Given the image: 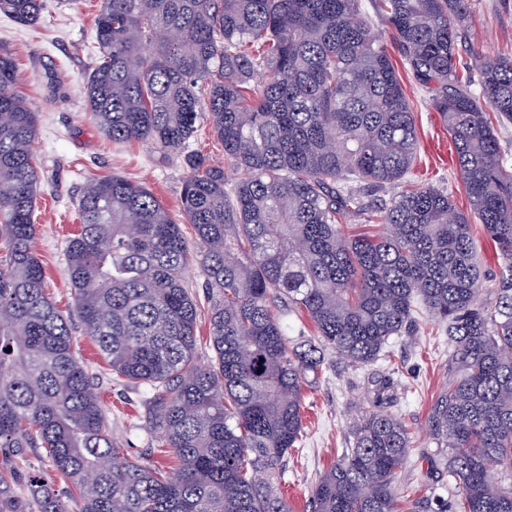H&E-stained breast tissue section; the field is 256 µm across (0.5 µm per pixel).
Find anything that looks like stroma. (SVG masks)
I'll return each instance as SVG.
<instances>
[{
    "mask_svg": "<svg viewBox=\"0 0 512 512\" xmlns=\"http://www.w3.org/2000/svg\"><path fill=\"white\" fill-rule=\"evenodd\" d=\"M45 2L42 18L34 27L0 14V47L14 58L20 89L38 116L35 148L41 185L34 250L45 267L49 293L71 319L78 358L101 370L104 361L73 315L66 275V245L79 225L77 203L82 188L95 176H123L145 185L173 219L181 221L180 196L188 171L180 152L164 154L143 143H112L91 119L84 86L96 65L94 17L100 0ZM473 4L470 41L488 56L511 51L512 0H473ZM402 79L419 138L410 182L443 190L458 209L467 210L448 131L410 73H403ZM451 350L442 326L425 318L416 333L392 339L386 355L369 366L353 367L334 353H326L318 378L304 390L303 436L283 458L272 480L274 493L289 512H309L311 490L319 475L351 447L352 427L375 399L370 381L374 374L394 378L397 401L392 412L414 441V449L395 479L397 488L407 494L398 503L400 512H414L417 500L432 505L440 499H453L457 489L448 483V451L436 446L425 425L430 405L448 385ZM99 392L112 437L129 459L175 467L174 458L154 446L148 428L147 387L115 385L103 377ZM1 471L16 491H24L29 477L40 472L55 494L64 499L69 496L68 481L37 454H29L19 463L0 453Z\"/></svg>",
    "mask_w": 512,
    "mask_h": 512,
    "instance_id": "obj_1",
    "label": "stroma"
}]
</instances>
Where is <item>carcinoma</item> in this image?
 Wrapping results in <instances>:
<instances>
[{"label": "carcinoma", "instance_id": "carcinoma-1", "mask_svg": "<svg viewBox=\"0 0 512 512\" xmlns=\"http://www.w3.org/2000/svg\"><path fill=\"white\" fill-rule=\"evenodd\" d=\"M374 2L387 38L359 0H101L84 88L93 122L115 143L174 151L206 112L235 175L230 184L202 153L184 156L193 254L158 198L115 175L87 179L67 245L84 333L113 383L152 388L155 447L178 460L174 477L112 440L93 374L46 293L33 250L37 117L0 51V448L44 449L79 512H288L271 478L302 437L303 389L321 351L368 366L422 312L448 326L452 344L448 388L427 415L458 486L439 512H512V482L490 479L512 477V164L497 128L512 122V52L470 46L474 89L459 60L471 0ZM42 12L43 0H0L21 24ZM390 42L448 129L469 210L418 187L372 211L384 232L346 235L361 188L400 183L418 153ZM474 223L501 261L490 302L480 300ZM192 257L212 293L207 362L182 283ZM293 310L319 345L288 346L282 314ZM374 383L378 400L316 481L310 512H398L395 478L414 445L384 407L391 378ZM27 488L18 496L0 475V512H69L39 475Z\"/></svg>", "mask_w": 512, "mask_h": 512}]
</instances>
